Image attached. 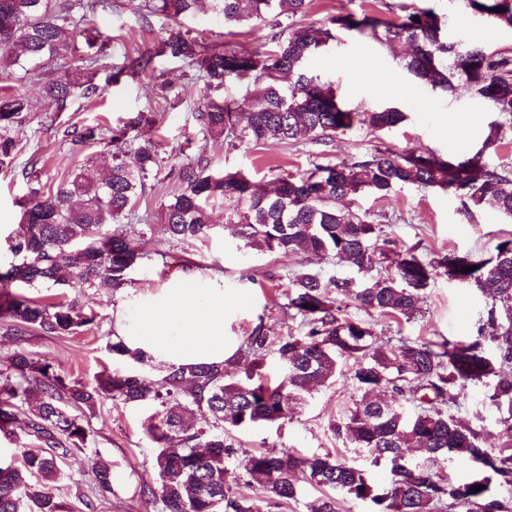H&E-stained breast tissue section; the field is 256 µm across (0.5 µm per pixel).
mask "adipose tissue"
<instances>
[{"mask_svg":"<svg viewBox=\"0 0 512 512\" xmlns=\"http://www.w3.org/2000/svg\"><path fill=\"white\" fill-rule=\"evenodd\" d=\"M238 301L226 292L222 274L182 271L156 293H127L112 310L113 339L164 374L181 366L220 364L237 351L224 326Z\"/></svg>","mask_w":512,"mask_h":512,"instance_id":"1","label":"adipose tissue"}]
</instances>
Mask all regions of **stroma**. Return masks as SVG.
I'll list each match as a JSON object with an SVG mask.
<instances>
[{"mask_svg":"<svg viewBox=\"0 0 512 512\" xmlns=\"http://www.w3.org/2000/svg\"><path fill=\"white\" fill-rule=\"evenodd\" d=\"M410 2L435 9L444 21L449 41L464 46L476 43L512 55V28L466 12L462 0ZM382 9L383 0H312L308 13L296 23L325 26L339 14ZM88 17L91 26L114 36L102 68L118 74L119 79L108 84L100 96L75 100L60 112L42 97L40 80L31 79L20 69L0 74V92L24 94L33 103L32 111L0 128V138L11 139L16 146L11 162L0 164V265L12 259L9 236L19 222L22 203L33 191L56 188L88 162L102 167L112 160V150L104 142L76 144L64 137V129L113 127L148 105L155 110L157 122L142 128L136 142L152 146L161 167L148 177L138 207L121 226L127 237L143 241L147 254L132 273V289L144 294L156 292L172 273L188 266L205 274H223L226 291L242 298L225 323V333L240 340L257 329L274 340L289 334L304 335L301 318L288 313L289 278L301 270L325 279L345 277L352 270L331 256L244 250L236 228L224 222L226 202L222 199L211 208L213 228L207 237L167 239L160 229L161 206L179 189L177 174L183 165L202 158L211 169L242 170L271 188L280 175L306 169L310 161H356L384 147L432 151L451 160L479 151L489 166L512 164V123H504L470 86L459 82L450 92L423 86L401 70L403 49L381 45L356 32L340 34L337 41L329 43L314 71L333 84L344 103L369 109L396 107L406 114L402 124L377 133L359 129L330 143L306 138L294 145L251 143L232 147L204 140L196 111L206 87L196 68L167 56L154 58V70L147 76L129 75L126 66L142 52L157 48L174 31L200 35L208 42L220 38L229 48H250L265 41L269 28L245 24L234 34H225L207 0H200L192 15L178 20L145 10L143 0H105ZM496 124L502 127V143L484 149L483 143ZM356 203L375 214L400 213L401 221L383 227L393 251L410 249L426 261L447 254L488 258L495 255L500 241L512 237L511 220L487 207L475 210L472 219H464L458 202L437 188L406 186L388 199L362 195ZM122 298V293L106 286L67 289L66 301L95 316L91 325L69 336L32 331L14 337L9 333V322L0 319V365L23 350L53 364L70 382L90 384L104 374L136 371L160 381L154 367L119 360L108 348L112 309ZM337 304L345 317L364 323L384 344L400 338L437 341L476 337L491 307L490 299L479 289L444 275L431 280L419 310L407 320L381 315L343 298ZM352 368V363H343L335 380L318 388L287 419L272 426L229 432L235 454L225 464V482L234 495L260 501V512H313L317 506L322 492L306 483L297 499L263 500L245 469L248 456L259 450L329 454L366 468L375 480L384 479V467L372 466L363 453L339 439L331 428L348 414L357 398ZM451 410L479 431L483 446L496 447L499 413L488 398L487 385L470 384L459 390ZM158 411V405L151 402L125 405L107 399L95 410L82 413L87 442L60 463L55 481L72 512H87L82 499L92 494L94 470L101 461L111 465L116 478L111 494L97 500L96 512H158V504L146 492L156 483V446L146 428Z\"/></svg>","mask_w":512,"mask_h":512,"instance_id":"obj_1","label":"stroma"}]
</instances>
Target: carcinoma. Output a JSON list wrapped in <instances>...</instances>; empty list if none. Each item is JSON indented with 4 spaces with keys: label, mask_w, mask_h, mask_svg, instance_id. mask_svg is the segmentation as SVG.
<instances>
[{
    "label": "carcinoma",
    "mask_w": 512,
    "mask_h": 512,
    "mask_svg": "<svg viewBox=\"0 0 512 512\" xmlns=\"http://www.w3.org/2000/svg\"><path fill=\"white\" fill-rule=\"evenodd\" d=\"M212 12L226 27L275 21L280 30L267 44L253 50L227 51L224 43L204 45L189 34L172 33L161 42L160 55L195 66L205 86L215 89L247 80L248 110L238 111L226 97L205 96L197 111L204 138H231L240 143H295L305 135L325 142L339 133L365 128L379 132L406 120L395 107L362 109L337 100L332 84L309 71L319 50L336 40L341 30L368 35L393 46L407 44L411 53L402 68L431 88L454 89L458 77L490 107L512 116V56L479 46L461 50L448 41L440 15L432 8L388 4L404 15L395 20L376 14L352 13L331 19L329 27L282 25L305 15L311 0H209ZM465 7L496 25L512 26V0H464ZM198 0H151L153 12L178 19L192 13ZM96 8L90 0H0V72L15 67L34 72L56 60L55 76L41 86L42 97L62 112L78 98L100 89L97 67L112 36L97 28L80 27L76 15ZM85 55L72 59L77 38ZM33 108L22 94L0 95V124H10ZM155 121L152 106L129 115L107 131L112 167L103 174L87 164L47 196L34 194L23 204L21 224L11 240L14 260L0 267V318L12 324L13 335L31 330L66 336L93 322L70 303H43L13 289L44 288L115 290L132 283L131 271L147 254L140 244L116 230L145 194V180L160 167L155 150L138 147L127 158L137 132ZM489 138L473 156L448 160L430 152L388 148L361 161L334 164L312 162L287 174L270 191L242 171L211 172L201 163L179 169L181 189L163 207L162 233L172 240L199 238L211 230L210 203L234 199L224 210V223L238 226L244 246L266 252H295L337 257L360 277L332 278L299 272L290 280L287 307L308 330L276 341L282 378L271 385L259 371L268 336L257 329L246 343L256 359L233 377L226 365H195L171 370L161 386L139 373L106 374L92 386L68 384L51 363L23 351L15 352L0 372V434L8 437L17 410L26 409V434L37 444L21 465L0 466V512H22L23 500L34 512H70L54 486L62 459L80 448L87 437L72 409H93L109 398L124 404L148 401L163 407L149 427L157 445V490L152 495L161 512H255L250 499L226 490L225 461L234 453L224 432L272 425L288 418L295 406L335 379L341 363L354 361L351 373L357 393L354 407L334 426L365 453L375 466L383 463L382 481L346 461L256 452L248 459V474L272 500L294 499L300 492L295 475L309 484L344 491L368 505L371 512H434L439 504L462 512H512V501L492 494L491 486L512 487V239L496 246L495 256L444 255L424 261L412 250L397 254L393 272L372 276L382 228L353 208L355 197L367 193L387 198L397 187L438 188L459 202L460 212L490 207L512 218V170L490 168L483 162ZM467 266L475 270L465 273ZM450 280L490 285L492 307L483 336L474 340L412 341L397 346L377 343L363 323L341 314L331 290L365 309L392 317L413 316L424 300L430 280L439 274ZM490 384V402L500 413L495 448L480 444L479 433L457 420L441 405L455 399L468 384ZM389 388L391 407L375 401ZM414 410H408V406ZM423 448L431 464L406 457L408 449ZM454 461L474 473L453 482L434 471L438 462ZM114 473L107 463L95 471L96 495L112 491ZM483 489L473 493L471 489Z\"/></svg>",
    "instance_id": "obj_1"
}]
</instances>
